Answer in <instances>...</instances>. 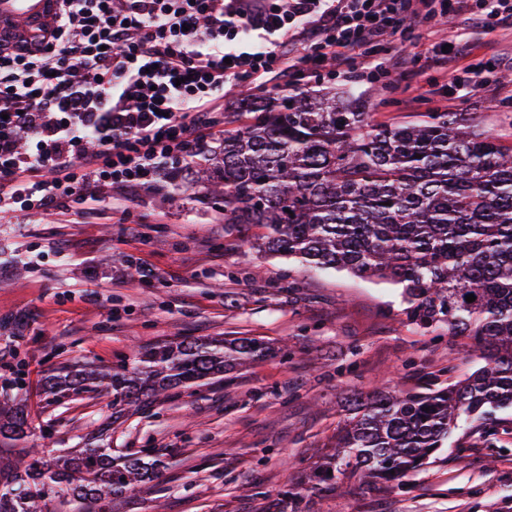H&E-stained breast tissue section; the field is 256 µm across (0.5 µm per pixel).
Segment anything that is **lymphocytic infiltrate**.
<instances>
[{"instance_id":"1","label":"lymphocytic infiltrate","mask_w":512,"mask_h":512,"mask_svg":"<svg viewBox=\"0 0 512 512\" xmlns=\"http://www.w3.org/2000/svg\"><path fill=\"white\" fill-rule=\"evenodd\" d=\"M512 29V0H62L45 44L0 46V212L61 208L91 186L137 192L224 134V87L313 74L333 59L416 84L405 55L436 18ZM391 51L375 60L381 44ZM448 102L500 60L432 43ZM93 151H86V144Z\"/></svg>"}]
</instances>
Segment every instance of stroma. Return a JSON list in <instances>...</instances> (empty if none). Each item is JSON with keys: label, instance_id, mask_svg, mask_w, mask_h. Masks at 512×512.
I'll return each mask as SVG.
<instances>
[{"label": "stroma", "instance_id": "35a3bbf8", "mask_svg": "<svg viewBox=\"0 0 512 512\" xmlns=\"http://www.w3.org/2000/svg\"><path fill=\"white\" fill-rule=\"evenodd\" d=\"M464 35L479 57L512 56V31L432 20L413 48L421 83L437 78L428 40ZM508 69L492 88L444 106L413 104L361 67H327L283 89L353 91L374 122L425 112L470 113L512 146ZM145 193L100 190L48 212L16 210L0 223V400L25 399L31 432L0 443V467L26 452L81 448L93 434L113 455L145 448L159 479L117 500L114 512H278V493L305 481L332 446L351 390L408 391L467 377L480 362L447 329L406 322L397 287L315 270L251 250L259 229L228 224L220 201L177 169ZM152 266L144 280L131 269ZM185 336L257 337L286 357L243 367L113 417L101 388L54 400L45 378L65 367L109 369L149 345ZM312 512H512V410L461 427L401 489L351 479L312 499Z\"/></svg>", "mask_w": 512, "mask_h": 512}]
</instances>
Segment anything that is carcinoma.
I'll return each mask as SVG.
<instances>
[{"instance_id":"obj_1","label":"carcinoma","mask_w":512,"mask_h":512,"mask_svg":"<svg viewBox=\"0 0 512 512\" xmlns=\"http://www.w3.org/2000/svg\"><path fill=\"white\" fill-rule=\"evenodd\" d=\"M245 106L249 122L225 132L194 176L222 198L224 223L264 229L251 243L264 254L400 288L406 322L446 326L485 361L443 387L352 393L333 448L308 483L281 492L280 512H309L307 501L341 479L400 489L460 422L512 408V149L463 112L374 124L357 97L339 99L333 87L251 97ZM275 354L256 337H184L110 373L60 371L44 388L57 399L107 382L113 405L136 407ZM28 430L27 406L0 402V439ZM50 452L0 472V512H42L56 487L103 505L159 475L149 454Z\"/></svg>"}]
</instances>
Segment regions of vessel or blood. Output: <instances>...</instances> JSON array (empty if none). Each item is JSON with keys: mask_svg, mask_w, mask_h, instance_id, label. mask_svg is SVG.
<instances>
[{"mask_svg": "<svg viewBox=\"0 0 512 512\" xmlns=\"http://www.w3.org/2000/svg\"><path fill=\"white\" fill-rule=\"evenodd\" d=\"M60 0H0V42L26 44L53 22Z\"/></svg>", "mask_w": 512, "mask_h": 512, "instance_id": "1", "label": "vessel or blood"}]
</instances>
